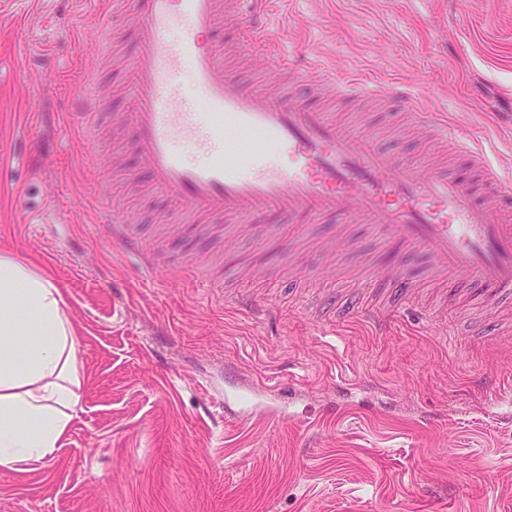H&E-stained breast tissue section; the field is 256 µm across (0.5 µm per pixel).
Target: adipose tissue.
<instances>
[{"mask_svg":"<svg viewBox=\"0 0 512 512\" xmlns=\"http://www.w3.org/2000/svg\"><path fill=\"white\" fill-rule=\"evenodd\" d=\"M75 329L60 289L32 261L0 252V467L47 463L80 406Z\"/></svg>","mask_w":512,"mask_h":512,"instance_id":"1","label":"adipose tissue"}]
</instances>
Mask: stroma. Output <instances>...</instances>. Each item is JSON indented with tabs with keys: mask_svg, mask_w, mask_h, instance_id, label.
<instances>
[{
	"mask_svg": "<svg viewBox=\"0 0 512 512\" xmlns=\"http://www.w3.org/2000/svg\"><path fill=\"white\" fill-rule=\"evenodd\" d=\"M281 26L340 76L408 84L512 174V0H287ZM129 28L85 0L0 8V252L60 288L85 373L56 460L0 469V512H512V420L476 387L512 386V337L467 284L427 277L424 249L365 219L171 226L158 192L115 200L143 255L96 223L100 185L142 163L112 140L122 168L87 154L69 104L105 40L132 53ZM41 111L63 131L48 159ZM404 116L388 103L360 122L430 172L422 140L395 131ZM227 262L243 275L224 287L192 275ZM397 267L415 282L404 298L377 275ZM331 296L397 317L332 327Z\"/></svg>",
	"mask_w": 512,
	"mask_h": 512,
	"instance_id": "35a3bbf8",
	"label": "stroma"
}]
</instances>
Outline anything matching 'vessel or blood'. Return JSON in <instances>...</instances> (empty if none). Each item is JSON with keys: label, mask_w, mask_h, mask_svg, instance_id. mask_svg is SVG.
Masks as SVG:
<instances>
[{"label": "vessel or blood", "mask_w": 512, "mask_h": 512, "mask_svg": "<svg viewBox=\"0 0 512 512\" xmlns=\"http://www.w3.org/2000/svg\"><path fill=\"white\" fill-rule=\"evenodd\" d=\"M111 14L124 8L137 30L126 64L132 108L113 116L124 143L143 162L131 173L144 190L161 191L175 205V224H215L252 216H331L349 224L368 217L386 225L395 243L419 246L431 274L454 273L496 306L512 294V194L506 176L482 147L453 141L447 123L402 85L336 78L312 58L298 62L282 49L267 0H92ZM236 19L243 41L264 47L265 65L245 81L216 33ZM304 69L343 99L404 100L421 124L449 142L452 171L430 175L378 150L368 137L343 134L324 109L308 103L301 85H270L271 70ZM91 85L73 99L85 126L105 110ZM105 224L121 228L118 243H141L123 210L107 206ZM340 321L384 327L393 311L348 307Z\"/></svg>", "instance_id": "1"}]
</instances>
